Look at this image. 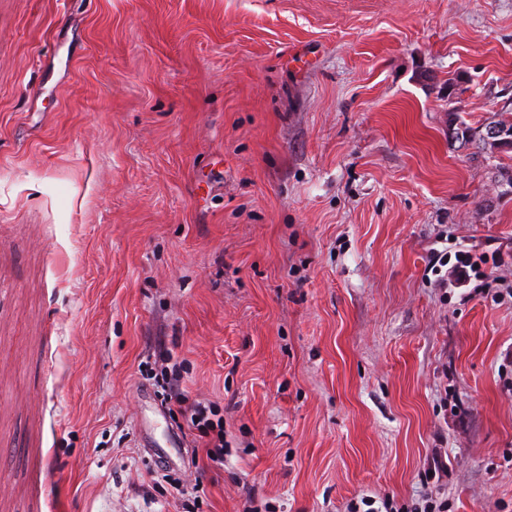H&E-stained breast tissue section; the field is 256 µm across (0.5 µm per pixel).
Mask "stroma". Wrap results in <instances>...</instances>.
<instances>
[{
  "mask_svg": "<svg viewBox=\"0 0 512 512\" xmlns=\"http://www.w3.org/2000/svg\"><path fill=\"white\" fill-rule=\"evenodd\" d=\"M505 111L512 0H0V512H512ZM448 121V129H452V135L458 142V148L465 150L476 149H502L497 132H510L512 139V114H501L500 119L492 120L484 124L482 127H472L458 116L452 114ZM509 138L501 140L502 142H510ZM454 256L456 261L448 269L447 288L467 287L472 280L481 282L474 288L481 286L483 281L480 279L484 274L482 267L488 264L487 257L483 254L473 255L469 250H457ZM176 364L160 371L164 400L179 407L189 427L196 431L200 447L205 453L206 465L220 470L224 467V420L214 406L191 399L184 393ZM427 465L426 473L432 472V475L428 476V478L435 482L434 488L436 490L434 495L433 490L425 493L421 498V504H418L420 506L415 508V510L420 508V512H447L448 498L439 497L440 492L438 490L441 485L439 484L440 479L448 472V463L442 458L441 452H435ZM156 479L154 480V484L161 485V481L170 485L172 488L177 490L178 494L183 498H187L186 502H192L190 505L192 506L193 510L196 508V511H186V512H199L200 509V503L203 504V499L199 493V486L195 484L193 487H188L183 483V481L176 477L175 474H173L169 468H164L161 471L156 473Z\"/></svg>",
  "mask_w": 512,
  "mask_h": 512,
  "instance_id": "stroma-1",
  "label": "stroma"
}]
</instances>
